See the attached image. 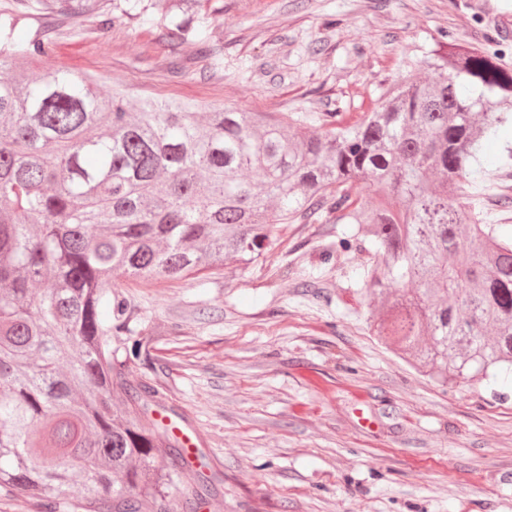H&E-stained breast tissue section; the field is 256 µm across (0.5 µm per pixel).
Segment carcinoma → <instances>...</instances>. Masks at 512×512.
<instances>
[{
    "label": "carcinoma",
    "instance_id": "obj_1",
    "mask_svg": "<svg viewBox=\"0 0 512 512\" xmlns=\"http://www.w3.org/2000/svg\"><path fill=\"white\" fill-rule=\"evenodd\" d=\"M192 0H126L178 40L206 43ZM104 28L102 0H16L0 13V494L59 512H197L211 478L162 394L126 379L135 305L112 274L181 280L259 258L277 224L351 226L344 250L380 302L368 329L451 384L512 371V236L463 203L489 175L483 141L512 112V69L439 41L350 121L144 98L65 69L35 71L32 10ZM375 188L364 195L360 185Z\"/></svg>",
    "mask_w": 512,
    "mask_h": 512
}]
</instances>
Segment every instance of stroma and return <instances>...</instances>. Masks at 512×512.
Here are the masks:
<instances>
[{
  "label": "stroma",
  "mask_w": 512,
  "mask_h": 512,
  "mask_svg": "<svg viewBox=\"0 0 512 512\" xmlns=\"http://www.w3.org/2000/svg\"><path fill=\"white\" fill-rule=\"evenodd\" d=\"M206 45L162 19L48 31L42 66L159 101L358 112L447 37L512 67V0H198ZM485 207L512 235V166ZM344 224H280L265 255L194 279L112 278L136 305L173 433L204 455L203 512H512V376L446 386L371 336Z\"/></svg>",
  "instance_id": "obj_1"
}]
</instances>
